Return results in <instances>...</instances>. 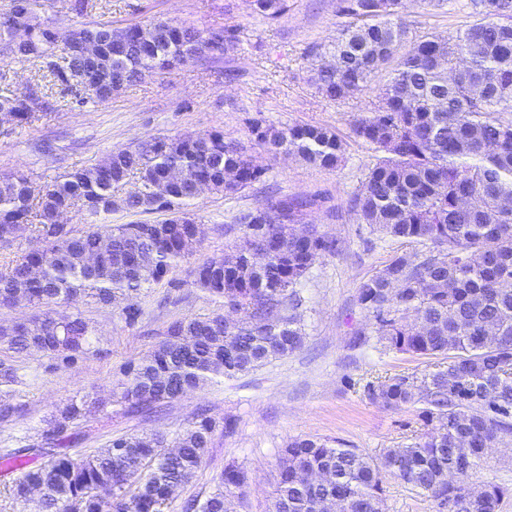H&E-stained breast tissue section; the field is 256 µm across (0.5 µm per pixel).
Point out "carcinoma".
I'll use <instances>...</instances> for the list:
<instances>
[{
  "mask_svg": "<svg viewBox=\"0 0 512 512\" xmlns=\"http://www.w3.org/2000/svg\"><path fill=\"white\" fill-rule=\"evenodd\" d=\"M251 13L275 21L288 0H245ZM353 21L329 50L313 81L323 97L342 102L388 74L380 104L352 124L354 139L373 147L376 162L352 199L361 223L382 239L416 242L421 252L395 254L361 281L357 301L373 321L371 335L386 350L448 358L421 376H394L369 386L371 399L401 409L418 407L425 431L402 448L370 456L336 441L297 437L279 451L274 512H384V483L391 477L433 499L441 512H500L508 489L476 484L470 476L488 449L512 435V0H481V18L442 38L411 36L403 0H344ZM38 0H15L0 10V55L37 59L52 85L77 102H103L148 74H162L203 57L217 58L236 40L232 29L203 34L177 20H151L114 28L99 24L106 49L98 60L100 82L81 90L82 62L70 49L86 25L78 22L91 0H68L76 19L67 29L37 14ZM24 40L13 38L15 28ZM0 97L16 127L38 119L48 94ZM252 133L265 152L291 154L333 169L343 143L332 130L313 125L277 129L257 121ZM214 190L236 194L259 181L264 168L247 149L207 132L194 139L150 138L115 151L103 161L39 187L24 176L0 179V245L22 227L33 245L0 275V307L16 297L39 309L62 307L82 296L122 306L132 325L142 315L146 285L160 281L194 252L195 220L188 183L216 168ZM180 170L182 181L169 177ZM131 178L142 180L136 197L114 198ZM314 200L269 199L240 213L241 236L214 264L196 266L191 285L245 311L224 324L223 315L173 322L151 354L126 363L117 401L129 412L186 396L216 378H233L301 348L304 332L294 309L295 286L313 266L340 252L336 239L303 223ZM89 216L159 213L156 223L89 224L77 230L52 223L58 211ZM95 258L89 266L85 258ZM0 342L22 355L41 352L65 365L89 350L90 327L78 315L38 313L24 325L0 323ZM19 383L14 360L0 359V394ZM91 412L72 403L41 440L0 450V466L20 472L17 501L37 489L41 512H164L173 492L206 463L217 422L201 413L169 436L123 434L107 447L71 456L68 431ZM46 461L28 467V454ZM246 471L224 466L217 489L191 498L181 512H229L233 491Z\"/></svg>",
  "mask_w": 512,
  "mask_h": 512,
  "instance_id": "1",
  "label": "carcinoma"
}]
</instances>
